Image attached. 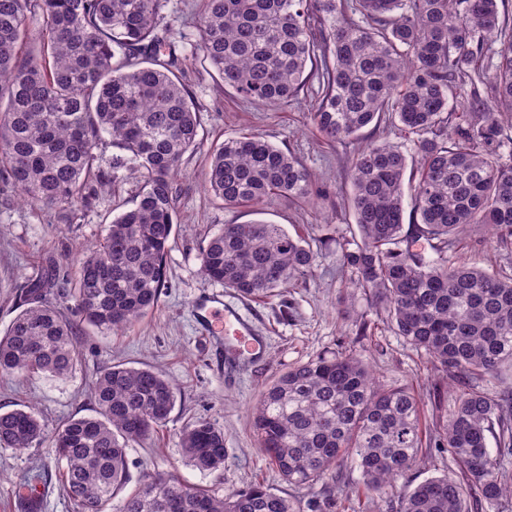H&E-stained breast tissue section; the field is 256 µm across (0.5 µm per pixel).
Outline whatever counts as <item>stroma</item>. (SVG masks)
<instances>
[{"label":"stroma","mask_w":512,"mask_h":512,"mask_svg":"<svg viewBox=\"0 0 512 512\" xmlns=\"http://www.w3.org/2000/svg\"><path fill=\"white\" fill-rule=\"evenodd\" d=\"M202 7L203 0H162L160 10L163 24L185 48L179 75L200 109V145L185 155L175 179L178 229L166 257V286L159 301L122 331L85 327L79 338L81 362L66 378L0 375V412L34 406L51 432L65 419L93 414L91 383L109 367H150L172 383L177 401L158 434L128 447L127 489L155 472L224 494L260 483L292 500L299 512H309L310 501L324 496L322 485L296 487L282 480L260 453L251 429L253 406L280 375L341 348L357 350L380 380L413 386L426 429L436 417L449 413L457 392L450 387L435 395L430 360L389 328L383 305L346 286L342 253L357 232L353 213L342 202L350 191L349 167L366 144L398 140L389 118L381 117L358 137L331 144L322 139L311 119L318 104L317 79H310L299 100L281 107L240 99L225 89L219 73L203 60L202 34L195 22ZM246 133L260 134L291 151L314 174L322 196L306 205L277 197L255 212L229 208L215 199L201 180L208 156L224 139ZM141 185L138 172L119 169L114 184L96 188L90 205L70 213L24 203L16 188L0 181V331L19 312L27 281L41 277L52 263L62 278L51 288L49 303L70 315L68 277L75 271L81 248L99 240L108 224L131 207ZM257 219L301 235L318 255L311 274L266 299L241 297L201 272L200 248L214 232L225 224ZM463 244L461 254L466 259L512 274V254L501 251L483 228L469 229ZM212 293L237 306L263 337L261 354L228 364L220 345L201 336L194 305ZM363 320L370 325L364 336L358 333ZM199 419L224 433L227 453L220 470L204 471L184 461L180 433ZM452 466L447 449L423 447L416 463L398 480L397 490L409 492ZM341 470L343 493L332 512H390L387 503L364 489L353 461H345ZM61 472L62 464L48 442L22 450L0 448V512H20V496L31 492L41 499L42 512H74Z\"/></svg>","instance_id":"obj_1"}]
</instances>
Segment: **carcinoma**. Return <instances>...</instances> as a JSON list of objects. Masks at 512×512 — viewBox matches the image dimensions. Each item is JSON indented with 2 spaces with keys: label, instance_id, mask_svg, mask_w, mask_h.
Masks as SVG:
<instances>
[{
  "label": "carcinoma",
  "instance_id": "carcinoma-1",
  "mask_svg": "<svg viewBox=\"0 0 512 512\" xmlns=\"http://www.w3.org/2000/svg\"><path fill=\"white\" fill-rule=\"evenodd\" d=\"M159 2L0 0V177L27 203L84 207L89 183L113 178L97 154L105 134L123 151L113 167L143 174L133 206L77 261L80 318L47 304L55 274L30 281L26 307L0 334L1 374L71 375L83 326L126 327L165 288L174 176L199 145V106L176 74L184 47L158 31ZM197 24L203 58L241 98L295 101L318 60L312 120L326 141L352 138L388 114L413 142L412 157L384 140L353 158L347 204L360 242L342 253V266L350 287L383 304L394 333L436 372L469 381L430 430L455 468L407 494L394 496L423 447L417 399L408 385L380 383L352 349L298 365L263 392L252 420L261 453L296 486L340 482L350 458L368 491L397 498L396 512L512 500L487 445L492 436L500 455L512 454V399L474 384L512 365V276L448 258L472 226L512 252V37L498 0H205ZM467 80L466 111L457 112L453 83ZM203 181L231 208L316 197L311 172L258 134L224 140ZM200 255L206 278L244 297L276 296L316 261L305 239L263 221L224 225ZM91 397L95 414L61 422L51 447L77 512H106L126 484V448L166 423L175 392L151 368L118 364L93 382ZM43 436L34 407L0 412L1 448H30ZM181 446L199 469L224 467V433L206 420L183 430ZM119 512L296 510L260 483L221 495L157 473L121 499Z\"/></svg>",
  "mask_w": 512,
  "mask_h": 512
}]
</instances>
